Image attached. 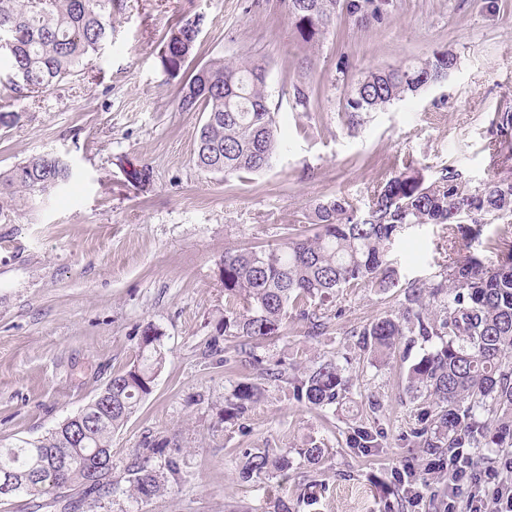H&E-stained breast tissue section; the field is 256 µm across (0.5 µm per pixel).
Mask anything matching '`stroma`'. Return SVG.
<instances>
[{
    "instance_id": "1",
    "label": "stroma",
    "mask_w": 512,
    "mask_h": 512,
    "mask_svg": "<svg viewBox=\"0 0 512 512\" xmlns=\"http://www.w3.org/2000/svg\"><path fill=\"white\" fill-rule=\"evenodd\" d=\"M197 15L195 66L242 54L268 64L287 148L262 173L227 180L194 162L203 115L178 110L158 45ZM446 49L457 65L445 81L349 128L342 107L362 75ZM297 80L316 86L318 108H293ZM510 106L512 0H396L387 20L365 26L341 13L308 55L277 0H123L89 68L0 126V172L43 153L73 170L52 194L0 202V446L42 437L91 402L136 361L151 329L165 362L112 436L110 493L77 512H272L275 496L292 512H383L405 476L436 483L408 437L417 410L407 362L373 365L354 347L356 331L398 308L400 289L344 290L325 336L308 338L293 317L259 350L288 372L336 357L352 379L348 399L315 409L268 380L245 416L228 419L225 394L256 371L223 337L219 267L227 251L281 244L320 200L362 206L406 160L429 180L455 165L473 187L506 174L486 146L494 112ZM139 165L151 179L134 186L125 172ZM439 237L429 226L405 233L392 252L402 280L431 277ZM359 424L383 431L382 447H348ZM147 441L162 449L156 470L174 456L181 475L144 500L130 496L126 477ZM313 442L327 450L318 467L298 454ZM264 448L287 450V472L240 479L242 453Z\"/></svg>"
}]
</instances>
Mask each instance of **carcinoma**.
I'll return each instance as SVG.
<instances>
[{
	"instance_id": "1",
	"label": "carcinoma",
	"mask_w": 512,
	"mask_h": 512,
	"mask_svg": "<svg viewBox=\"0 0 512 512\" xmlns=\"http://www.w3.org/2000/svg\"><path fill=\"white\" fill-rule=\"evenodd\" d=\"M351 17L382 21L393 0H279L299 41L317 46L336 18L340 2ZM203 17L188 18L170 28L160 41V63L169 79L180 81L178 109L205 114L194 149L198 168L226 177L271 168L285 148L269 103L267 65L240 55L218 59L183 79L197 49ZM10 29L11 46H0V97L9 106L53 90L79 75L100 54L112 31V0H0V33ZM455 55L436 51L409 63L374 69L354 85L345 114L354 127L362 113L377 112L444 81ZM293 107L311 111L314 89L292 84ZM490 144L503 161L512 160V112L491 121ZM72 178L68 164L49 154L36 155L0 173V200L20 194L47 193ZM512 218V177H498L472 189L454 166L440 168L428 182L421 169L404 163L377 183L364 208L347 199L321 200L308 217L312 234L291 233L274 248L224 253L220 279L224 295L242 303L224 312V337L237 338V353L264 380L286 378L297 400L313 407L340 403L351 381L336 359L318 362L300 375L263 366L258 345L285 335L289 310L306 323V335L323 336L325 317L311 310L336 299L346 288L367 287L378 294L403 288L398 309L363 327L357 346L372 360L408 353L417 341L433 343L409 367L407 392L423 400L427 410L412 430L418 447L431 457L457 448H512V246L500 249L499 260L484 264L474 255L438 263L430 278L400 284L390 253L406 229L431 225L440 240L461 235L476 239L485 217ZM165 355L159 336L147 330L139 359L112 376V408L88 423L81 409L71 416L74 431L56 427L35 440L0 448V479H13L9 496L25 493L38 499L64 498L73 487L86 497L112 486V434L123 426L152 391ZM261 396V386L248 379L224 397V415L240 417ZM354 448H379L381 435L363 425L353 428ZM161 449L149 444L128 468L129 492L149 498L164 488L153 458ZM288 452L247 451L239 469L243 479L280 473Z\"/></svg>"
}]
</instances>
